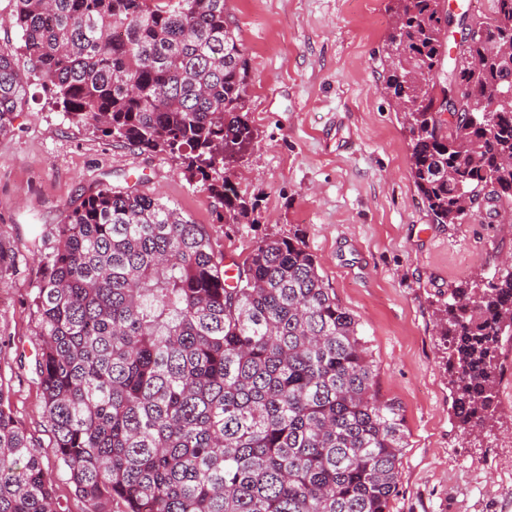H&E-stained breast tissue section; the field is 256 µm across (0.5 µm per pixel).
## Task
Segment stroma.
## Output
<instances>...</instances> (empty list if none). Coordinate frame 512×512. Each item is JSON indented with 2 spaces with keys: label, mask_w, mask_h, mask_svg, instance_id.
Returning a JSON list of instances; mask_svg holds the SVG:
<instances>
[{
  "label": "stroma",
  "mask_w": 512,
  "mask_h": 512,
  "mask_svg": "<svg viewBox=\"0 0 512 512\" xmlns=\"http://www.w3.org/2000/svg\"><path fill=\"white\" fill-rule=\"evenodd\" d=\"M388 3L227 0L249 62L245 110L255 140L226 175L256 203L253 224L217 223L209 192L178 156L69 123L47 103L42 74L16 53L32 99L0 136V244L16 261L15 275L0 281V386L69 512L85 504L67 481L34 371L33 285L42 272L34 239L103 185L162 196L240 260L266 237L302 241L359 321L380 395L403 409L408 446L391 512H512V338L501 342L497 418L472 429L453 414L447 351L434 327L449 287L512 255V210L432 223L384 90Z\"/></svg>",
  "instance_id": "1"
}]
</instances>
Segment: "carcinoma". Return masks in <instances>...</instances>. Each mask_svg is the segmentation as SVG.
Listing matches in <instances>:
<instances>
[{"label": "carcinoma", "instance_id": "1", "mask_svg": "<svg viewBox=\"0 0 512 512\" xmlns=\"http://www.w3.org/2000/svg\"><path fill=\"white\" fill-rule=\"evenodd\" d=\"M10 2L20 49L73 125L181 157L218 222L257 223L217 168L254 141L226 0ZM390 10L385 85L432 223L512 209V0L470 17L449 71L445 0ZM14 53L0 44V135L29 106ZM40 257L35 370L85 512H390L403 411L301 242L261 239L240 262L162 198L116 186L68 214ZM435 327L455 417L482 427L512 335V267L449 288ZM0 512H66L1 388Z\"/></svg>", "mask_w": 512, "mask_h": 512}]
</instances>
